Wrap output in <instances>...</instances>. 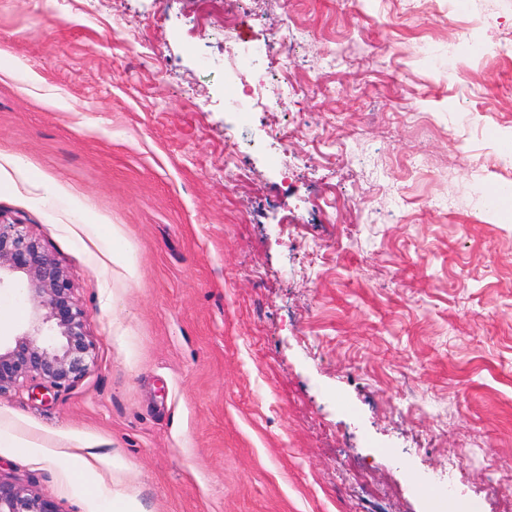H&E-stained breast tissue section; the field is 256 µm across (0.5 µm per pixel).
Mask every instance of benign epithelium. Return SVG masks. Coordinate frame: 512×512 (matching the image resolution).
Wrapping results in <instances>:
<instances>
[{
    "label": "benign epithelium",
    "instance_id": "7a95c632",
    "mask_svg": "<svg viewBox=\"0 0 512 512\" xmlns=\"http://www.w3.org/2000/svg\"><path fill=\"white\" fill-rule=\"evenodd\" d=\"M14 280L30 297L31 329L12 348L0 350V395L27 385L67 390L93 359L88 313L73 296L67 271L28 225L0 220V285ZM51 331L42 343L43 329ZM0 512H59L53 499L19 486L0 473Z\"/></svg>",
    "mask_w": 512,
    "mask_h": 512
}]
</instances>
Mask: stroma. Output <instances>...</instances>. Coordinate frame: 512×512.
<instances>
[{
  "instance_id": "1",
  "label": "stroma",
  "mask_w": 512,
  "mask_h": 512,
  "mask_svg": "<svg viewBox=\"0 0 512 512\" xmlns=\"http://www.w3.org/2000/svg\"><path fill=\"white\" fill-rule=\"evenodd\" d=\"M504 41L512 0H0V220L69 273L94 348L72 388L0 397L44 448L0 473L59 512L94 507L72 453L133 512H500ZM29 311L0 286V347Z\"/></svg>"
}]
</instances>
